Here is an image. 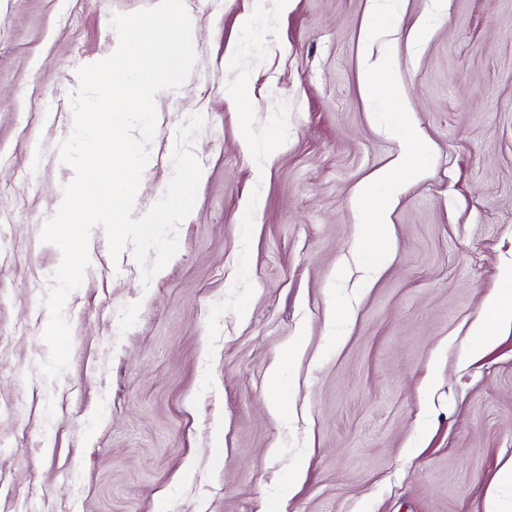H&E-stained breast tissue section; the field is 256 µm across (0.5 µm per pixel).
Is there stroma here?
Wrapping results in <instances>:
<instances>
[{
  "label": "stroma",
  "mask_w": 512,
  "mask_h": 512,
  "mask_svg": "<svg viewBox=\"0 0 512 512\" xmlns=\"http://www.w3.org/2000/svg\"><path fill=\"white\" fill-rule=\"evenodd\" d=\"M153 4L0 0V512L27 494L37 512H512V326L470 333L512 288V0H448L426 36L431 0L393 19L265 0L253 39V0H184L196 65L155 100L138 194L157 202L201 114L179 250L145 286L95 229L70 365L39 374L61 258L41 232L73 175L58 147L77 70L111 54L113 13ZM408 110L429 149L371 278L373 212L353 197L401 156Z\"/></svg>",
  "instance_id": "obj_1"
}]
</instances>
